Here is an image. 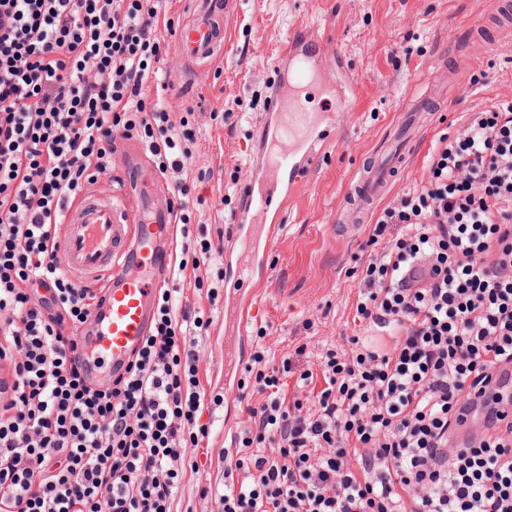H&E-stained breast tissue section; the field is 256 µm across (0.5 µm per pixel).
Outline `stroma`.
Listing matches in <instances>:
<instances>
[{"label": "stroma", "mask_w": 512, "mask_h": 512, "mask_svg": "<svg viewBox=\"0 0 512 512\" xmlns=\"http://www.w3.org/2000/svg\"><path fill=\"white\" fill-rule=\"evenodd\" d=\"M486 0H229L224 12V52L189 64L173 79L164 99L173 112L191 107L226 114L203 126L194 167L211 170L191 203V239L229 233L225 196H237L249 169L247 153L264 111L268 86L276 77L275 48L284 32L306 25L325 33L342 52L345 67L361 84L360 106L346 113L317 168L305 177L288 207L278 241L269 254V282L249 326L251 336H225L230 303L196 300L213 319L201 342L199 376L213 398L209 442L197 449L196 468L179 486L175 512H219L215 498H201L202 486L224 483V449L247 419L254 396L236 386L254 350L252 336L265 330L272 352L299 344L319 350L357 334L352 305L362 278L369 225L339 227L355 173L370 163L382 142L395 135L407 100L436 93L442 102L418 130L404 170L395 173L387 199L419 185L436 140L455 135L462 113L512 104V38L478 50L469 27L486 14ZM470 57L476 82L464 99L448 88V69ZM232 386H225V379Z\"/></svg>", "instance_id": "35a3bbf8"}]
</instances>
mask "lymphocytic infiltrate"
Segmentation results:
<instances>
[{
  "label": "lymphocytic infiltrate",
  "instance_id": "obj_1",
  "mask_svg": "<svg viewBox=\"0 0 512 512\" xmlns=\"http://www.w3.org/2000/svg\"><path fill=\"white\" fill-rule=\"evenodd\" d=\"M163 2L0 0V512H173L210 436L211 318L160 291L125 374L90 382L76 331L96 294L56 259L69 205L120 138L173 178L175 221H190L207 172L191 169L194 111L159 96ZM464 129L368 235L354 318L389 345L256 346L238 387L261 400L224 451L220 512H512V394L454 439L512 366V117L479 109Z\"/></svg>",
  "mask_w": 512,
  "mask_h": 512
}]
</instances>
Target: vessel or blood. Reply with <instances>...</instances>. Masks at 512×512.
I'll use <instances>...</instances> for the list:
<instances>
[{
  "mask_svg": "<svg viewBox=\"0 0 512 512\" xmlns=\"http://www.w3.org/2000/svg\"><path fill=\"white\" fill-rule=\"evenodd\" d=\"M192 19L174 37L173 64L210 59L224 51V0H195ZM485 24L473 28L476 40L486 29L512 34V0H490ZM278 76L257 128L258 156L241 187L231 220L233 238L224 248V276L234 287L232 332L244 337L268 283L267 256L278 239L288 202L317 166L342 115L359 98L355 79H341L343 59L311 29L293 27L282 38L274 60ZM144 152L125 145L120 192L102 198L86 192L65 213L66 237L57 252L60 268L76 279L104 277L102 300L92 308L91 335L78 341L87 376L97 382L103 370L124 371L148 333L153 307L170 255L158 240L173 223L167 187L140 178ZM389 185V168L371 165L358 175L349 197L354 224L366 223Z\"/></svg>",
  "mask_w": 512,
  "mask_h": 512,
  "instance_id": "vessel-or-blood-1",
  "label": "vessel or blood"
}]
</instances>
